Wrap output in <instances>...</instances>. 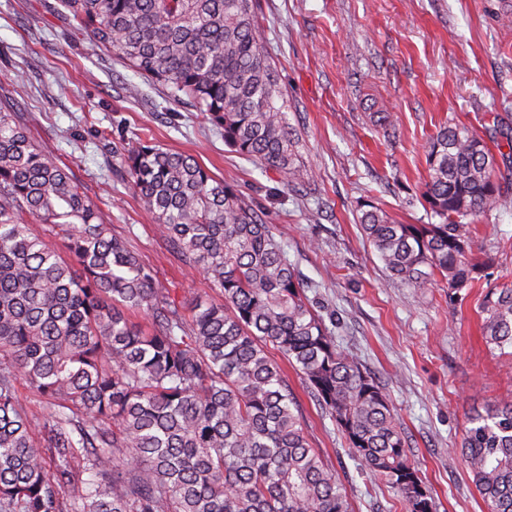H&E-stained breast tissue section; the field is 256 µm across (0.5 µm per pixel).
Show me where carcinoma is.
I'll return each mask as SVG.
<instances>
[{
  "instance_id": "obj_1",
  "label": "carcinoma",
  "mask_w": 512,
  "mask_h": 512,
  "mask_svg": "<svg viewBox=\"0 0 512 512\" xmlns=\"http://www.w3.org/2000/svg\"><path fill=\"white\" fill-rule=\"evenodd\" d=\"M59 2L95 44L187 99L231 151L276 169L285 190L303 182L256 0ZM124 164L159 234L220 300L172 297L0 99V512H351L271 348L360 464L408 512H435L388 395L336 343L264 214L190 155L137 139ZM427 165L423 198L440 222L400 224L367 201L359 223L392 277L421 289L438 273L456 295L486 267L470 223L499 204L497 159L448 124ZM482 315L486 342L512 348V286L489 289ZM22 383L54 406L40 424ZM453 453L487 512H512V399L468 414Z\"/></svg>"
}]
</instances>
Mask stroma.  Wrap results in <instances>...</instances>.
<instances>
[{
	"label": "stroma",
	"mask_w": 512,
	"mask_h": 512,
	"mask_svg": "<svg viewBox=\"0 0 512 512\" xmlns=\"http://www.w3.org/2000/svg\"><path fill=\"white\" fill-rule=\"evenodd\" d=\"M507 14L512 0H259L305 169L294 192L283 191L276 170L231 153L193 107L97 47L58 0H0V93L179 301L217 292L156 234L124 150L147 139L234 184L272 224L337 343L385 388L436 512H487L465 462L448 450L467 413L512 394V353L486 345L481 331L488 288L512 285V158L499 163V207L472 224L491 275L459 296L437 276L421 290L393 279L358 218L368 200L401 223L429 222L426 151L440 126L466 125L494 151L512 140ZM382 112L397 124L381 126ZM272 357L352 512H406L359 464L283 355Z\"/></svg>",
	"instance_id": "35a3bbf8"
}]
</instances>
